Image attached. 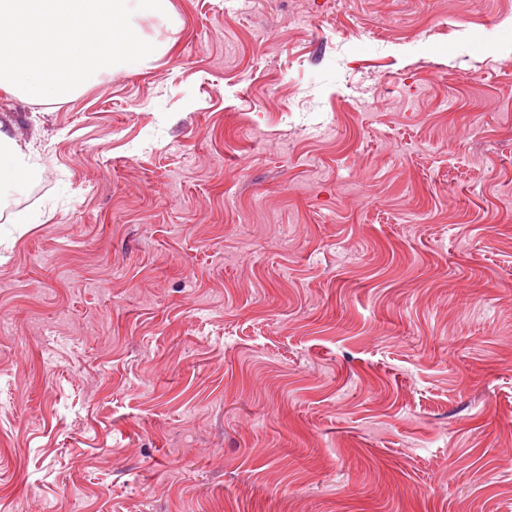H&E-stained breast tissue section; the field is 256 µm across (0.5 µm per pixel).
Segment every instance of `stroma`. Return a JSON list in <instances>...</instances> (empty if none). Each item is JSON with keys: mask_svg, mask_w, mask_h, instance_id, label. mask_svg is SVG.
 Returning <instances> with one entry per match:
<instances>
[{"mask_svg": "<svg viewBox=\"0 0 512 512\" xmlns=\"http://www.w3.org/2000/svg\"><path fill=\"white\" fill-rule=\"evenodd\" d=\"M0 212V512H512V0H170Z\"/></svg>", "mask_w": 512, "mask_h": 512, "instance_id": "35a3bbf8", "label": "stroma"}]
</instances>
